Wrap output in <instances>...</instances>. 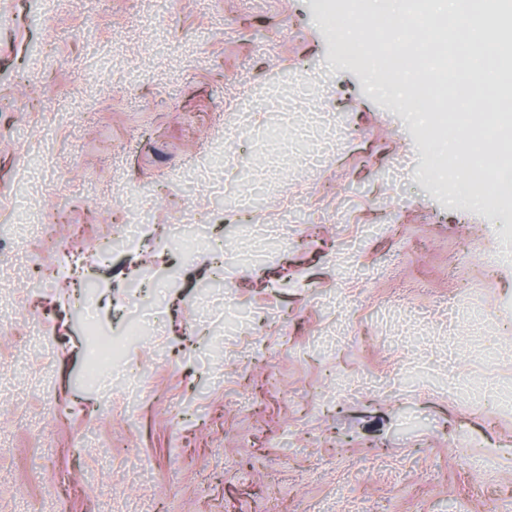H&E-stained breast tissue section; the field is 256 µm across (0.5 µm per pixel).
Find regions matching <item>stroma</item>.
Wrapping results in <instances>:
<instances>
[{"label": "stroma", "instance_id": "1", "mask_svg": "<svg viewBox=\"0 0 512 512\" xmlns=\"http://www.w3.org/2000/svg\"><path fill=\"white\" fill-rule=\"evenodd\" d=\"M348 7L0 0V261H32L0 282V380L27 381L0 512H512V410L482 391L512 389V264H486L512 196L434 175L330 35ZM107 244L77 299L62 269ZM461 302L487 320L449 325ZM91 329L131 344L88 383Z\"/></svg>", "mask_w": 512, "mask_h": 512}]
</instances>
